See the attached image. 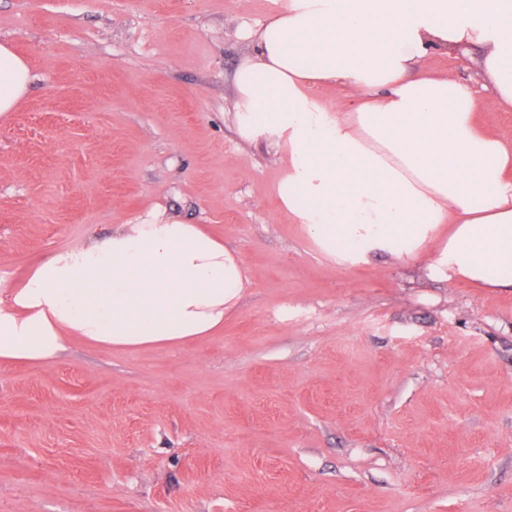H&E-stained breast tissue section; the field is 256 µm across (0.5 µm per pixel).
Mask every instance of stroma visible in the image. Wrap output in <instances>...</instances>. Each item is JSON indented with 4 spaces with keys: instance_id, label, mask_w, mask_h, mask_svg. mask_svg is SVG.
<instances>
[{
    "instance_id": "stroma-1",
    "label": "stroma",
    "mask_w": 512,
    "mask_h": 512,
    "mask_svg": "<svg viewBox=\"0 0 512 512\" xmlns=\"http://www.w3.org/2000/svg\"><path fill=\"white\" fill-rule=\"evenodd\" d=\"M284 0H0L30 63L0 117V289L163 211L249 283L181 348L0 365V512H512V290L337 266L235 122Z\"/></svg>"
}]
</instances>
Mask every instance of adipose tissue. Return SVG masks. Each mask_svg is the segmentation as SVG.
<instances>
[{
  "instance_id": "obj_1",
  "label": "adipose tissue",
  "mask_w": 512,
  "mask_h": 512,
  "mask_svg": "<svg viewBox=\"0 0 512 512\" xmlns=\"http://www.w3.org/2000/svg\"><path fill=\"white\" fill-rule=\"evenodd\" d=\"M244 36L242 138L288 153L281 205L338 265L381 256L482 288H512V141L485 131V98L512 106V0H288ZM478 55L483 85L422 68ZM32 80L0 43V116ZM340 88L329 106L318 95ZM243 261L203 225L147 220L34 264L0 298V364L48 366L65 342L178 347L224 328Z\"/></svg>"
}]
</instances>
